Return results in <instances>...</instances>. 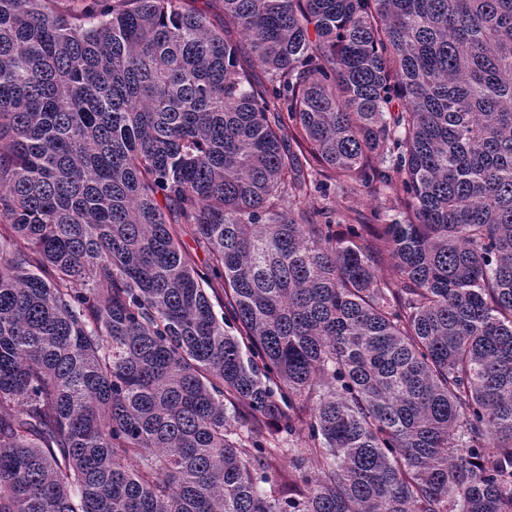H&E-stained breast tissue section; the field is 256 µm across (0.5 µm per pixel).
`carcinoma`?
I'll return each mask as SVG.
<instances>
[{"instance_id":"cac0c4a2","label":"carcinoma","mask_w":512,"mask_h":512,"mask_svg":"<svg viewBox=\"0 0 512 512\" xmlns=\"http://www.w3.org/2000/svg\"><path fill=\"white\" fill-rule=\"evenodd\" d=\"M206 2L0 0V512H512V0ZM331 191H329V199L323 200L320 193H316L312 191V196L308 200L309 204L314 205L315 207H328V214L325 215L328 217V220H331L333 224H347L349 222L348 213H346L347 208L356 210L360 213L364 220V224H380L374 215L375 206L377 205V201L373 199L367 193H358L357 195H352L347 197L346 199H342L344 194L343 189L336 185V187Z\"/></svg>"}]
</instances>
